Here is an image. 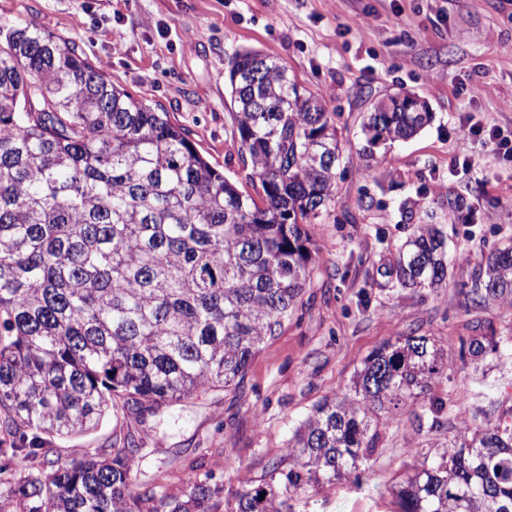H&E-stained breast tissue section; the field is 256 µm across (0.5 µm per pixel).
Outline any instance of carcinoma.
Returning a JSON list of instances; mask_svg holds the SVG:
<instances>
[{
  "instance_id": "obj_1",
  "label": "carcinoma",
  "mask_w": 512,
  "mask_h": 512,
  "mask_svg": "<svg viewBox=\"0 0 512 512\" xmlns=\"http://www.w3.org/2000/svg\"><path fill=\"white\" fill-rule=\"evenodd\" d=\"M0 456L26 474L0 487L15 512H219L224 485L189 479L181 497L134 489L135 435L69 463L49 439L86 434L109 412L141 419L203 390L236 389L299 302L316 262L308 226L333 201L340 142L323 98L256 50L229 60L237 151L261 201L196 149L185 128L106 80L69 41L0 23ZM410 95L374 102L364 152L417 134ZM443 232L419 225L376 269L383 289L448 284ZM471 311L512 306V243L470 276ZM461 349L512 363V335L477 321ZM449 348L397 336L323 397L286 454L230 512H293L375 452L396 416L432 390ZM473 425L398 483L397 512H512V403L484 394Z\"/></svg>"
}]
</instances>
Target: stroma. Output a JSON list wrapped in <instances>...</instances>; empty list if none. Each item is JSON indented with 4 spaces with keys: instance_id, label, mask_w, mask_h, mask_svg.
I'll list each match as a JSON object with an SVG mask.
<instances>
[{
    "instance_id": "35a3bbf8",
    "label": "stroma",
    "mask_w": 512,
    "mask_h": 512,
    "mask_svg": "<svg viewBox=\"0 0 512 512\" xmlns=\"http://www.w3.org/2000/svg\"><path fill=\"white\" fill-rule=\"evenodd\" d=\"M0 19L66 38L107 80L167 112L250 195L259 190L237 152L227 80L235 51L279 59L322 95L342 147L335 198L310 228L311 281L239 386L52 439L59 460L112 452L115 435L131 430L142 448L137 490L179 496L191 477L210 472L229 502L285 454L315 403L350 386L374 348L411 333L458 348L472 318L463 282L512 241V154L477 142L471 168L454 163L462 119L512 140V0H0ZM401 89L425 100L432 120L414 138L380 147L370 171L362 117L370 100ZM420 224L439 225L447 238V288L373 286L383 256ZM487 388L512 395V365L453 357L431 392L445 405L438 426L419 423L423 407L414 405L388 425L359 476L309 489L294 512H395L393 485L447 448Z\"/></svg>"
}]
</instances>
